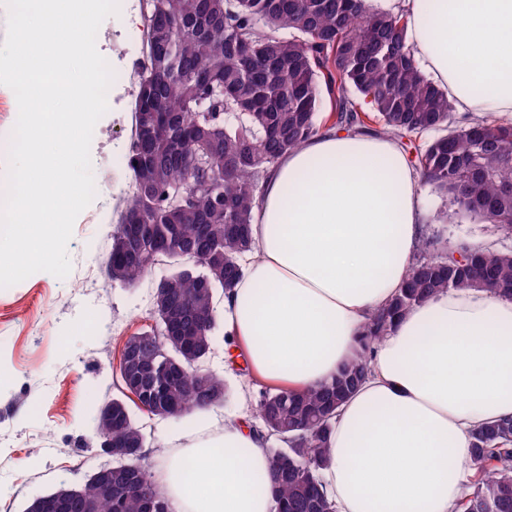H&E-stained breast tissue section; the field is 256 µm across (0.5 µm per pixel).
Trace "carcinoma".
Returning <instances> with one entry per match:
<instances>
[{"instance_id": "cac0c4a2", "label": "carcinoma", "mask_w": 512, "mask_h": 512, "mask_svg": "<svg viewBox=\"0 0 512 512\" xmlns=\"http://www.w3.org/2000/svg\"><path fill=\"white\" fill-rule=\"evenodd\" d=\"M146 36L134 72L127 156L130 193L117 210L108 277L135 285L161 263L153 317L186 319L180 341L146 330L128 337L138 374L124 382L134 404L155 416L182 415L224 399V377L194 366L211 350L217 295L230 293L253 251L251 226L263 183L288 151L329 129L399 139L418 185L448 195L453 214L512 234V124L489 118L452 126V100L416 61L400 11L368 0H139ZM205 66L210 81L197 79ZM334 108L321 111L323 95ZM146 112H168L174 127L141 135ZM198 183L177 208L176 187ZM140 219L133 221L132 207ZM208 239H200V225ZM167 239L164 254L152 240ZM423 256L388 304L371 314L360 348L335 378L302 393L266 390L257 409L270 448L275 512H335L323 489L336 410L369 370V354L386 331L415 307L450 289L487 290L512 299V252L423 240ZM460 250L463 263L448 259ZM112 426L126 443L145 437L127 403ZM471 472L459 512H512V417L472 432ZM122 512H169L150 466L112 475Z\"/></svg>"}]
</instances>
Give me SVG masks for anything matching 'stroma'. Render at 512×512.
Returning a JSON list of instances; mask_svg holds the SVG:
<instances>
[{
	"mask_svg": "<svg viewBox=\"0 0 512 512\" xmlns=\"http://www.w3.org/2000/svg\"><path fill=\"white\" fill-rule=\"evenodd\" d=\"M143 39L138 0H124L123 9L97 33V50L114 80L90 148L96 197L76 219L67 246L70 274L60 279L37 272L0 289V512H25L39 496L83 485L106 463L94 410L125 398L119 370L123 344L155 323L152 291L163 267L133 287L110 281L105 267L116 204L129 185L131 78ZM17 115L14 92L0 89V197L7 190ZM420 196L425 236L512 250V235L497 225L446 218L445 194L426 186ZM206 364L225 380L224 401L211 408L216 417L240 412L245 393H260V385L225 368L223 329L215 331ZM132 416L153 464L175 434L198 425L200 413L159 418L136 408Z\"/></svg>",
	"mask_w": 512,
	"mask_h": 512,
	"instance_id": "35a3bbf8",
	"label": "stroma"
}]
</instances>
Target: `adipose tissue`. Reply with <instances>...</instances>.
<instances>
[{
	"instance_id": "1",
	"label": "adipose tissue",
	"mask_w": 512,
	"mask_h": 512,
	"mask_svg": "<svg viewBox=\"0 0 512 512\" xmlns=\"http://www.w3.org/2000/svg\"><path fill=\"white\" fill-rule=\"evenodd\" d=\"M419 64L459 111L512 123V0H404ZM247 272L223 300L224 346L253 376L330 382L422 240L415 172L395 139L329 130L270 172ZM339 409L324 488L337 512H452L473 429L512 416V301L450 290L376 344ZM246 414L188 430L154 473L171 512H273L270 457Z\"/></svg>"
}]
</instances>
